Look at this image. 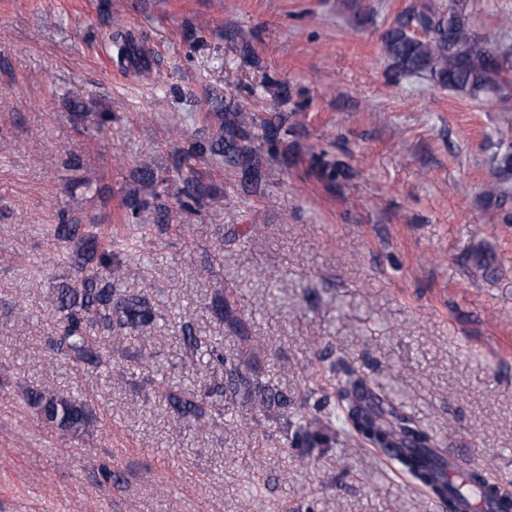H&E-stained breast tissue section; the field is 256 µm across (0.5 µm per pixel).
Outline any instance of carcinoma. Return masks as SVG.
<instances>
[{
  "label": "carcinoma",
  "mask_w": 512,
  "mask_h": 512,
  "mask_svg": "<svg viewBox=\"0 0 512 512\" xmlns=\"http://www.w3.org/2000/svg\"><path fill=\"white\" fill-rule=\"evenodd\" d=\"M113 24L119 29L113 44L123 56L134 48L133 39L120 31V21ZM384 53L396 73L424 77L473 101L498 93L512 79V51L476 48L463 0H448L446 8L427 4L421 11L398 15L384 33ZM205 118L217 127L212 136L195 137L171 151L167 167L142 162L133 170L136 187L122 200L126 223H140L150 208L153 227L165 232L172 221L168 199L193 212L214 197L211 173L198 170L195 160L233 168L252 188L266 181L267 156L278 153L282 136L288 134L286 119L278 115L259 125L249 123L241 109L230 108L218 98ZM257 140L267 145L268 155L255 148ZM310 168L329 183L341 175L336 163L324 160L322 154L311 156ZM144 192L151 199L142 197ZM50 235L53 244L65 248L68 272L53 288L47 333L38 337V348L49 349L86 371L109 375L119 368V360L137 358L128 347L130 333L152 327L157 333L153 340L164 341L167 319L155 302L121 287L127 266L118 243H102L96 225L83 224L65 210L59 213L58 223L51 225ZM205 308L250 350H260V343L246 335V320L236 312L233 291H216ZM179 333L185 352L202 359L199 384L187 388L153 380L148 391L165 404L174 422L205 428L212 414L222 416L230 408L245 406L247 413L238 416L237 423L243 431L255 434L269 412L293 408L297 426L291 447L310 452L336 442L331 420L323 415L320 403H311L310 394L294 398L262 386L253 377V366H242L240 353L224 350L222 336H199L186 320L180 322ZM327 370L336 375L338 408L349 433L392 461L446 512H457V503L467 492L491 499L498 512H512L511 485L492 480L485 469L467 467L461 468L465 473L462 483L449 481L448 474L433 464L436 438L401 403L340 358L331 361ZM24 399L46 424L73 437L84 435L94 422L89 404L65 391L32 388L24 391ZM256 439L264 446L272 435L262 430Z\"/></svg>",
  "instance_id": "obj_1"
}]
</instances>
